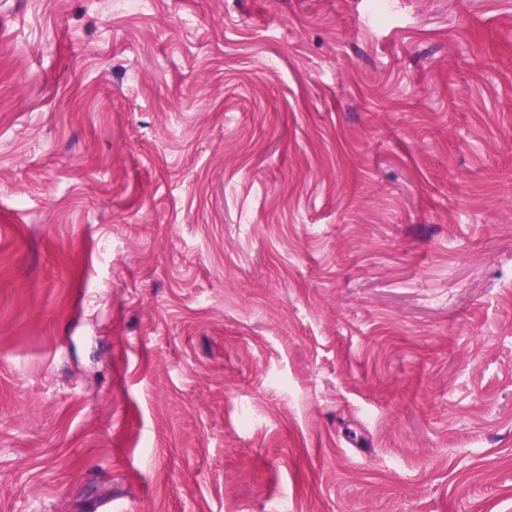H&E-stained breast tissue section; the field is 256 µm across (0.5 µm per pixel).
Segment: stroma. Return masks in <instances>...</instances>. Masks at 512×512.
Masks as SVG:
<instances>
[{
    "label": "stroma",
    "instance_id": "1",
    "mask_svg": "<svg viewBox=\"0 0 512 512\" xmlns=\"http://www.w3.org/2000/svg\"><path fill=\"white\" fill-rule=\"evenodd\" d=\"M0 512H512V0H0Z\"/></svg>",
    "mask_w": 512,
    "mask_h": 512
}]
</instances>
